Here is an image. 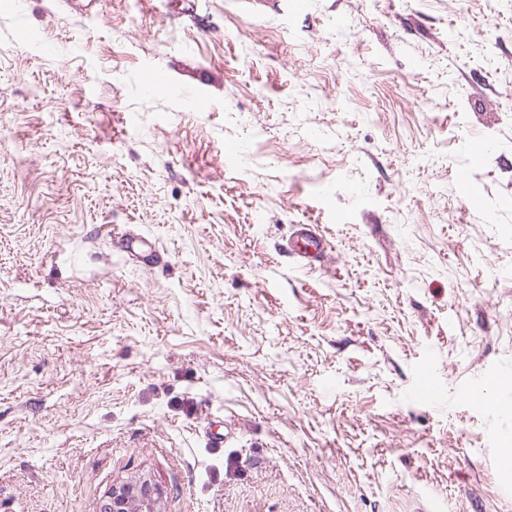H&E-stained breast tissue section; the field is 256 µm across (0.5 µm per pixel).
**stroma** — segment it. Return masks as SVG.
I'll return each instance as SVG.
<instances>
[{
	"label": "stroma",
	"mask_w": 512,
	"mask_h": 512,
	"mask_svg": "<svg viewBox=\"0 0 512 512\" xmlns=\"http://www.w3.org/2000/svg\"><path fill=\"white\" fill-rule=\"evenodd\" d=\"M507 195L512 0H0V512H512ZM287 251L297 263L306 266L324 260L327 246L314 224H294L288 237ZM114 242L121 252L137 256L143 262L153 261L157 256L155 243L145 236L121 234L120 236H114ZM164 496L163 487L149 478L143 479L136 489L113 488L101 512H159L157 507Z\"/></svg>",
	"instance_id": "1"
}]
</instances>
